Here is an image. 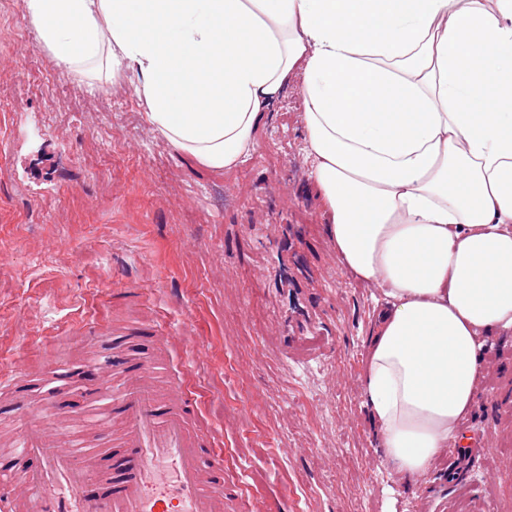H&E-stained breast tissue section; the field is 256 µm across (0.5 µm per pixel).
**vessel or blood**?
Here are the masks:
<instances>
[{"label": "vessel or blood", "instance_id": "b4317fda", "mask_svg": "<svg viewBox=\"0 0 512 512\" xmlns=\"http://www.w3.org/2000/svg\"><path fill=\"white\" fill-rule=\"evenodd\" d=\"M118 347L112 367L63 368L59 389L46 396L32 380L10 381L0 404L19 423L0 448V512H225L235 491L222 452L201 433L197 402L183 390L157 394L170 337L146 321ZM86 381L108 401L111 423L97 441L112 452L74 448L64 402Z\"/></svg>", "mask_w": 512, "mask_h": 512}]
</instances>
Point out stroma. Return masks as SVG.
Masks as SVG:
<instances>
[{
  "label": "stroma",
  "instance_id": "1",
  "mask_svg": "<svg viewBox=\"0 0 512 512\" xmlns=\"http://www.w3.org/2000/svg\"><path fill=\"white\" fill-rule=\"evenodd\" d=\"M137 83L90 95L0 0V372L111 358L151 318L176 344L160 391L190 388L224 450L227 512H512V335L487 343L466 479L380 464L360 375L383 292L336 260L299 81L225 172L153 132Z\"/></svg>",
  "mask_w": 512,
  "mask_h": 512
}]
</instances>
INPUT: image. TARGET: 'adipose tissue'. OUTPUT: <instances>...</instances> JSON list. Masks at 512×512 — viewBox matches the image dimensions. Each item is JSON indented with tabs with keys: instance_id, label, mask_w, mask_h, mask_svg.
Segmentation results:
<instances>
[{
	"instance_id": "adipose-tissue-1",
	"label": "adipose tissue",
	"mask_w": 512,
	"mask_h": 512,
	"mask_svg": "<svg viewBox=\"0 0 512 512\" xmlns=\"http://www.w3.org/2000/svg\"><path fill=\"white\" fill-rule=\"evenodd\" d=\"M23 2L59 67L93 93L135 72L153 131L210 170L301 75L330 243L386 297L362 404L388 475L426 477L512 333V0Z\"/></svg>"
}]
</instances>
